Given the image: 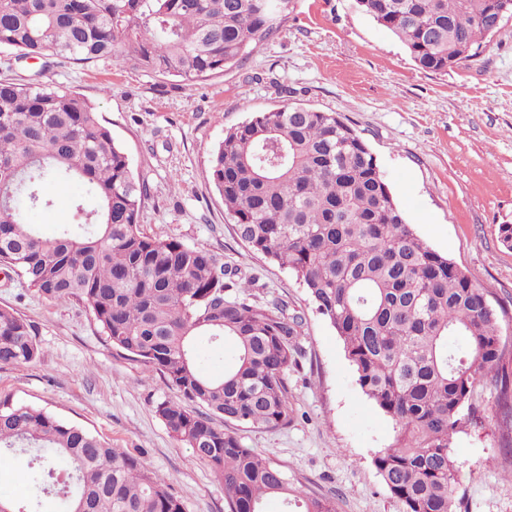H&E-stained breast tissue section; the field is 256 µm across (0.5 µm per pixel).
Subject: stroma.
Masks as SVG:
<instances>
[{"instance_id":"35a3bbf8","label":"stroma","mask_w":512,"mask_h":512,"mask_svg":"<svg viewBox=\"0 0 512 512\" xmlns=\"http://www.w3.org/2000/svg\"><path fill=\"white\" fill-rule=\"evenodd\" d=\"M80 94L127 153L150 197L143 229L215 254L225 271L253 278V300L287 301L303 320L297 365L288 373V427L238 428L242 442L283 469L309 496L331 497L337 512H402L373 458L395 432L362 393L343 344L307 289L285 268L253 253L210 177V157L230 128L296 102L336 113L370 148L416 234L448 256L505 310L503 363L512 366V18L482 53L441 73L417 68L405 45L355 0H294L273 41L224 73L191 84L101 60L52 59L42 77ZM51 207L30 213L45 235L74 223L75 185L48 189ZM0 308L33 327L42 354L0 367V399L45 409L113 447L142 455L171 485L186 512H228L224 488L190 448L173 439L154 406L180 393L113 348L86 305L58 303L0 274ZM479 420L456 429L458 512H512V418L497 393L478 383Z\"/></svg>"}]
</instances>
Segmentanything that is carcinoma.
<instances>
[{
    "mask_svg": "<svg viewBox=\"0 0 512 512\" xmlns=\"http://www.w3.org/2000/svg\"><path fill=\"white\" fill-rule=\"evenodd\" d=\"M293 0H0V47L88 65L132 62L194 82L221 73L279 31ZM398 37L416 66L445 72L475 57L512 0H356ZM213 184L252 251L291 270L335 328L357 384L395 426L373 463L402 512H456L450 439L475 384L512 398L500 314L486 290L427 246L407 223L367 144L336 114L301 103L258 112L228 130L210 161ZM0 266L40 295L85 303L106 340L160 374L193 408L162 400L171 436L221 480L229 512H337L245 447L227 423L259 430L293 421L288 371L302 318L288 303L240 293L207 250L147 234V185L81 96L36 78L0 80ZM76 183L79 222L46 236L28 214L51 205L46 187ZM457 336L465 347L453 348ZM230 342L235 363L209 376L196 339ZM41 355L31 325L0 309V365ZM223 421L219 425L216 420ZM29 456V497L41 512L47 479L64 474L58 512H184L144 459L84 427L0 400V456Z\"/></svg>",
    "mask_w": 512,
    "mask_h": 512,
    "instance_id": "obj_1",
    "label": "carcinoma"
}]
</instances>
